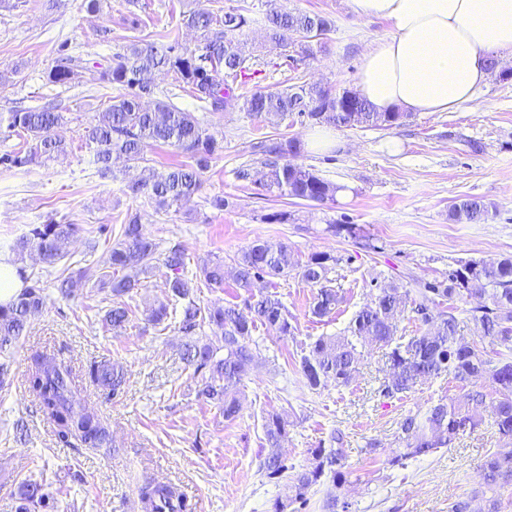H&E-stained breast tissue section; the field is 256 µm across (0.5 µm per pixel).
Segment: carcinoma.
<instances>
[{
	"mask_svg": "<svg viewBox=\"0 0 512 512\" xmlns=\"http://www.w3.org/2000/svg\"><path fill=\"white\" fill-rule=\"evenodd\" d=\"M185 24L202 31L205 38L200 49H190L177 39L160 45L130 42L126 50L112 58L104 78L123 87L125 93L111 101L85 127V144L93 150L97 174L114 175V163L141 168L137 180L125 185L132 197H146L161 209L188 202L201 188V175L216 152L217 142L192 112L174 103L155 101L154 108L143 106L142 99L154 93L156 72H174L180 83L208 112L243 110L253 116L284 118L296 114L336 128L375 127L389 129L408 117L405 112H377L357 91L344 88L339 92L325 86L292 84L283 89L255 91L240 97L233 84L252 79V63L243 50L240 36L254 19L239 11L219 15L199 9L184 16ZM331 23L318 14L290 11L274 7L264 19L265 37L283 47L295 44L300 54L309 56L308 42L329 31ZM83 59L62 44L48 80L69 84L75 80ZM64 116L47 108H29L12 113L9 128L18 136L34 141L26 153L5 152L0 164L20 167L38 162L42 157L58 159L67 155L65 141L58 135ZM156 144L171 145L188 158L165 175H157L146 165V152ZM253 153L265 159L268 171L265 186L307 202L335 200L341 187L313 170L290 160L300 151L293 139L265 137L252 145ZM493 205L477 197L455 202L448 211L454 223L485 221ZM80 224H34L28 233L12 246L20 256L27 250L38 252L43 263L56 267L69 257L68 247L80 235ZM325 253H313L301 266H295L288 245L282 242L256 240L243 249L228 271L221 259L207 260L191 268L178 243L160 248L139 224L129 216L121 225L120 236L110 250L109 270L102 271L86 264L76 269L64 268L56 277L57 290L65 300L73 297L79 283L94 282L100 290L118 299L139 287L140 277L166 269L168 292L176 302H183L178 330L185 337L181 357L193 373L201 377L197 396L219 408L224 419L232 421L242 408L240 386L251 370L262 360L259 344L246 339L261 324L281 336H289L294 327L288 307L274 293L251 292L255 280L266 276L278 278L298 268V276L314 290L312 314L328 317L336 311L341 296L330 286L331 262ZM25 282L22 291L8 304L0 305V389L11 384V368L17 343L26 325L38 315L45 303L41 280L20 269ZM249 291L244 305L253 314L248 319L236 303H214L201 306L195 297L200 288L220 289L226 276ZM479 297L486 303L472 310L482 335L499 346L491 357L478 343L459 334L456 307L433 312L435 299L450 301ZM410 309L428 326L419 336L397 335L398 318ZM129 321V308L112 302L105 322L114 329ZM221 331L222 342L204 339V327ZM370 341L388 349L389 377L381 394L403 395L416 386L443 374L469 387L462 401L440 398L425 412L409 414L399 424V447L391 449L385 464L390 469H403L408 462L437 452L452 444L466 430L473 431L488 412L494 418L499 434V447L484 456L480 464L486 492L483 512H500L498 490L512 486V257L497 263L469 260L459 265L448 278L428 282L423 287L400 289L384 283L369 295L342 332L320 336L309 344L308 353L300 359L299 369L310 388L317 390L328 381L348 384L358 370L361 354L357 345ZM26 374L28 392L53 425L57 443L64 447L110 448L109 430L92 409L86 407L79 382L88 381L116 399L123 393L125 375L108 361H91L79 368L56 355L35 350L29 356ZM484 378L491 390L476 384ZM288 416L272 413L263 417V432L269 447L264 466L267 477L289 480L287 499H276L273 512H288L297 503L306 506L307 494L315 486L327 487L323 501L325 512H353V503L343 495L346 471L343 450L322 445L311 449V460L298 469L288 459L274 452L288 434ZM19 512H58L57 503L47 485L26 480L17 487ZM144 512H192V505L178 489L166 482L150 481L140 489Z\"/></svg>",
	"mask_w": 512,
	"mask_h": 512,
	"instance_id": "obj_1",
	"label": "carcinoma"
}]
</instances>
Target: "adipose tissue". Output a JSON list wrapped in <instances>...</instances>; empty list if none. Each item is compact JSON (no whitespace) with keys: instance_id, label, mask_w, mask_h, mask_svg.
<instances>
[{"instance_id":"obj_1","label":"adipose tissue","mask_w":512,"mask_h":512,"mask_svg":"<svg viewBox=\"0 0 512 512\" xmlns=\"http://www.w3.org/2000/svg\"><path fill=\"white\" fill-rule=\"evenodd\" d=\"M355 15L390 23L365 54L358 90L376 111L445 112L512 53V0H350Z\"/></svg>"}]
</instances>
